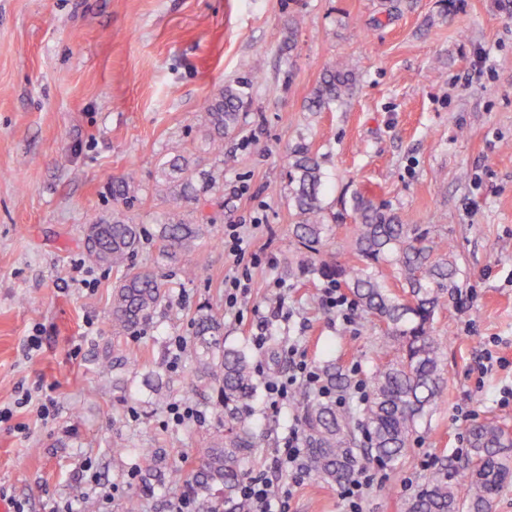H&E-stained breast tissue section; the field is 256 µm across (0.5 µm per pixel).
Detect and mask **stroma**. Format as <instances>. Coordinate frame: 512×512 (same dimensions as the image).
I'll use <instances>...</instances> for the list:
<instances>
[{"label": "stroma", "instance_id": "1", "mask_svg": "<svg viewBox=\"0 0 512 512\" xmlns=\"http://www.w3.org/2000/svg\"><path fill=\"white\" fill-rule=\"evenodd\" d=\"M264 66L247 75L253 57ZM349 62L351 98L306 108L326 66ZM247 80L238 129L215 156L203 146L200 105L226 83ZM305 144L322 164L328 236L344 253L356 222L352 198L397 213L410 227L447 238L460 291L441 309L444 383L432 414L394 467L369 462L375 479L361 512H406L432 475L459 480L468 431L493 421L512 433V0H0V505L9 512H170L179 485L146 490L132 448L161 449L167 462L196 458L195 423L172 425L186 403L217 424L188 362L169 367L174 337L191 339L203 304L223 310L233 260L224 227L242 225L273 265L252 271L237 314L224 316L228 344L252 350L266 373L287 375V356L255 349V311L285 310L271 335L299 340L316 368L335 362L359 404L382 357L378 330L360 307L342 320L312 301L324 283L288 277L297 260L289 157ZM188 151L219 180L201 210L197 252L169 262L159 230L169 206L153 188L160 165ZM132 179L126 218L142 227L133 258L155 273L165 303L134 336L112 343L118 273L89 264V220L113 211L109 190ZM495 262H488L489 252ZM200 265L195 280L183 266ZM42 347L24 358V344ZM129 362L119 383L99 358ZM504 361L479 376L487 350ZM54 399V417L15 407L18 387ZM167 399H158V392ZM260 446L247 476L269 471L295 420L288 406L254 401ZM340 486L306 476L289 512H347Z\"/></svg>", "mask_w": 512, "mask_h": 512}]
</instances>
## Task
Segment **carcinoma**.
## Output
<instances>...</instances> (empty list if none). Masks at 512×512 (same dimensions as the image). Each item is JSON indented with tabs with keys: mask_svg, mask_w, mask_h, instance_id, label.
Listing matches in <instances>:
<instances>
[{
	"mask_svg": "<svg viewBox=\"0 0 512 512\" xmlns=\"http://www.w3.org/2000/svg\"><path fill=\"white\" fill-rule=\"evenodd\" d=\"M355 83L353 70L336 64L327 67L308 98V110L319 111L342 100ZM247 98L248 83L238 81L204 101L210 152H223L224 136L238 126ZM289 168V192L298 217L296 237L304 254L299 268L347 288L362 306L367 322L379 326V341L388 349V358L372 369L371 393L357 418L334 400L313 399L304 386L288 398L302 420L308 471L339 484L353 477L362 456L385 466L398 465L420 422L429 415L443 383L442 340L434 335V318L448 296L460 288L458 266L445 238L416 235L395 213L362 197L354 200L358 222L352 259L340 260L326 236L321 161L298 145ZM198 192L187 159L179 155L163 163L154 193L172 202L168 222L160 230L169 258L196 247L200 226L187 222L183 209L198 202ZM112 198L130 204L134 199L130 181L112 184ZM141 238L140 225L126 222L116 210L110 217L92 219L86 228V259L121 273L112 293L116 341L143 328L166 298L154 273L132 262ZM390 276L403 294L389 288ZM194 330L182 354L194 367L197 389L211 398L219 426L194 433L198 463L190 473L165 464L155 448L128 452L145 464L144 480L183 483L196 512H250L239 486L257 448V435L248 421L257 390L254 362L245 350L224 344L220 313L199 308ZM323 374L331 392L344 391L347 380L336 372V363L327 362ZM468 442L464 478L453 483L445 474L432 476L409 502L408 512H491L500 490L512 482V437L486 421L470 428Z\"/></svg>",
	"mask_w": 512,
	"mask_h": 512,
	"instance_id": "1",
	"label": "carcinoma"
}]
</instances>
